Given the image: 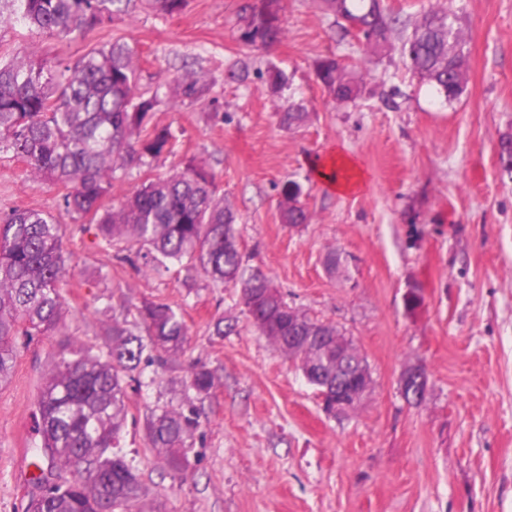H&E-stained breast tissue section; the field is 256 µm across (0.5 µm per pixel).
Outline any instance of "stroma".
Instances as JSON below:
<instances>
[{
	"label": "stroma",
	"mask_w": 512,
	"mask_h": 512,
	"mask_svg": "<svg viewBox=\"0 0 512 512\" xmlns=\"http://www.w3.org/2000/svg\"><path fill=\"white\" fill-rule=\"evenodd\" d=\"M258 2L187 0L165 15L131 0L71 42L0 27V63L73 62L125 42L140 88L160 93L155 123L177 144L174 155L116 169L113 202L158 175L213 172L247 265L291 305L353 338L372 392L347 417L328 416L315 387L249 324L233 289L199 269L155 273L116 260L97 225L64 210L61 188L34 183L24 162L0 155V219L15 208L51 212L69 258L59 327L20 339L13 378L0 389V512H25L36 492V405L54 358L70 343L101 346L105 325L145 299L178 307L188 328L172 369L145 367L151 384L131 391L121 438L165 512H512V160L502 148L512 139V0H384L404 20L438 5L460 17L467 83L453 102L399 52L377 58L364 39L342 34L321 0H282L285 38L246 46L240 19ZM328 56L362 78L361 99L339 104L323 91L314 68ZM188 70L210 82L208 101L173 97ZM275 70L288 81L274 94ZM289 99L308 112L292 130L279 115ZM338 149L363 172L356 192L330 191L313 172ZM291 182L310 216L296 227L279 211ZM332 251L343 260L334 273L324 264ZM412 287L421 302L409 309ZM199 362L216 386L181 476L148 448L144 417L185 400ZM412 367L428 375L417 404L400 393Z\"/></svg>",
	"instance_id": "stroma-1"
}]
</instances>
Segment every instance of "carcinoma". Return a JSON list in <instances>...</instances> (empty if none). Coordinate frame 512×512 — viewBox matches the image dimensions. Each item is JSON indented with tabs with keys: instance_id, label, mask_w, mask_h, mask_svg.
Here are the masks:
<instances>
[{
	"instance_id": "1",
	"label": "carcinoma",
	"mask_w": 512,
	"mask_h": 512,
	"mask_svg": "<svg viewBox=\"0 0 512 512\" xmlns=\"http://www.w3.org/2000/svg\"><path fill=\"white\" fill-rule=\"evenodd\" d=\"M0 27L21 22L39 35L67 41L109 23L128 0H7ZM186 0H150L156 11L180 13ZM343 33L344 21L364 26L370 53L383 56L399 34L405 65L436 85L453 102L465 91V41L456 15L431 9L414 24L384 10L377 0H323ZM280 0H261L242 17L239 38L266 48L285 36ZM316 80L338 101L353 102L363 83L338 60L316 64ZM210 82L195 72L179 78L178 99L202 102ZM158 93L138 87L133 52L115 41L76 62L17 60L0 66V154L26 163L29 176L64 189V209L98 224L105 244L120 262L136 257L153 270L170 264L199 268L236 290L252 326L293 361L314 385L324 411L336 403V354L304 347L290 336L333 334L336 324L308 317L290 306L268 277L243 263L236 216L217 197L215 177L189 167L157 177L124 195L117 208L105 206L116 169L171 153L174 136L153 124ZM308 117L305 105L289 99L280 115L291 129ZM301 188L284 189V223L308 221L299 205ZM62 225L41 209L19 208L0 220V388L12 377L20 336L45 335L61 320V285L68 272ZM109 340L93 351L84 344L63 349L52 364L37 401L41 437L35 466L42 494L27 512H163L148 499L139 469L120 448L130 406V383L143 385L141 364L161 368L176 361L187 341L182 315L168 303L143 300L132 320L106 325ZM187 387L204 398L215 387L205 366L195 367ZM203 407L190 400L156 408L145 416L148 447L172 471L185 473Z\"/></svg>"
}]
</instances>
